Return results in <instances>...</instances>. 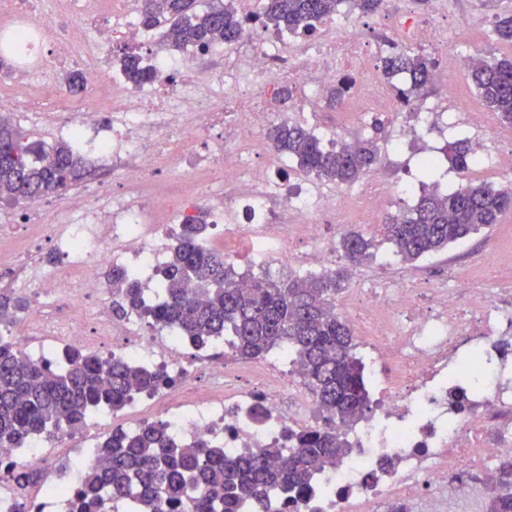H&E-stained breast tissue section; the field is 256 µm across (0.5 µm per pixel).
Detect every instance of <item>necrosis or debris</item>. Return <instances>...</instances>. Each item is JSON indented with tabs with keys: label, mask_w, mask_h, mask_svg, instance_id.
Here are the masks:
<instances>
[{
	"label": "necrosis or debris",
	"mask_w": 512,
	"mask_h": 512,
	"mask_svg": "<svg viewBox=\"0 0 512 512\" xmlns=\"http://www.w3.org/2000/svg\"><path fill=\"white\" fill-rule=\"evenodd\" d=\"M450 0H434L427 14L400 10L392 0L371 23L334 18L318 37L294 41L246 21L238 39L215 42L221 72L200 77L197 47H170L141 23L139 0H0V59L25 96L0 101V112L48 122L54 142L90 136L92 158L112 159L121 193L94 201L71 195L60 219L54 201H31L23 236L0 233V277L17 289H36L38 306L0 319L31 361L58 365L68 349L94 345L102 358H118L165 372L171 387L137 392L129 412L151 409L184 443L206 441L235 454L281 440L285 432L318 428L313 397L304 391L286 354L247 366L188 349L180 331L150 332L143 309L119 317L114 294L99 277L101 265L130 272L146 306L160 302L158 279L189 218L201 215L212 233L205 248L235 254L245 244L254 267L298 268L301 276L336 263L329 235L359 214L376 217L405 189L374 170L356 190L338 192L320 181L289 188L282 159L273 155L262 129L272 118L287 121L283 104L310 113L323 106L328 87L343 90V105L364 119H387L398 143L454 114L469 131L473 154L488 171L512 175V127L494 126L460 94L452 73L472 57L450 50ZM68 14L71 25L55 23ZM124 45L145 48L149 80L133 86L120 61L103 54L113 34ZM429 50L439 56L433 100L408 103L399 81L372 76L370 58L394 49ZM80 71L93 105L73 112L61 92V74ZM288 99H281V90ZM47 243L59 263L48 267L33 250ZM496 264L494 287L441 285L424 291L382 283L354 289L342 305L366 350L379 390L376 407L346 428L352 451L317 485L301 512H486L501 465L512 460V248L481 257ZM484 359L483 384L467 392L465 409L451 400L448 373L462 369L471 349ZM266 416L255 420V403ZM112 414L62 426L51 436H31L24 449L0 448V512H71L77 476L61 468L69 441L87 444L105 435ZM22 464L48 469L50 478L25 492L5 480Z\"/></svg>",
	"instance_id": "necrosis-or-debris-1"
}]
</instances>
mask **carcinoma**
<instances>
[{
	"mask_svg": "<svg viewBox=\"0 0 512 512\" xmlns=\"http://www.w3.org/2000/svg\"><path fill=\"white\" fill-rule=\"evenodd\" d=\"M383 0H261L254 18L306 38L314 37L344 3L364 14L374 13ZM143 25L158 29L172 47L191 43L202 49L215 38L236 40L244 19L232 3L209 0L197 10V0H146ZM499 42L512 47V15L494 17ZM433 62L402 50L383 58L385 79L403 77L409 83L405 97L415 96L430 82ZM125 78L138 84L150 78L139 56L126 57ZM477 96L505 126H512V54L470 68ZM272 148L297 161L306 173L334 184L349 186L378 162V148L370 140L354 147L329 149L311 130L297 123L270 129ZM0 196L33 200L60 195L83 178L88 164L78 145L31 141L0 113ZM448 161L465 169L475 163L469 139L448 147ZM419 184L426 190L406 213L390 218L384 238L404 262L417 261L500 222L512 209V187L490 183L468 184L451 192L440 188L439 164L426 157L417 163ZM207 228L203 217L182 225L177 244L164 271L159 291L162 301L145 309L160 328L174 326L199 347L210 349L227 339L234 358L262 360L286 344L305 376L323 427L288 432V447L275 442L229 457L206 441H175L159 422L134 433L112 428L86 467L76 490L74 512H97L102 497L121 499L136 493L142 512H238L248 506L261 512L269 494L283 495L290 512H300L314 492L315 475L351 451L336 429L353 425L371 409L370 379L357 357L354 333L336 312V294L350 268L374 256L375 240L350 230L342 233L340 249L345 264L308 279L251 278L241 287L233 265L220 251L201 246ZM109 285L118 293L112 309L117 314L139 308L140 288L124 269L114 267ZM172 380L146 367L126 365L97 354L72 349L55 370L27 362L10 339L0 336V448L19 447L33 434H50L63 421L82 422L99 410L118 412L135 390H158ZM16 486L37 483L41 473L33 466L10 472ZM488 512H512V465L503 468Z\"/></svg>",
	"mask_w": 512,
	"mask_h": 512,
	"instance_id": "obj_1",
	"label": "carcinoma"
}]
</instances>
